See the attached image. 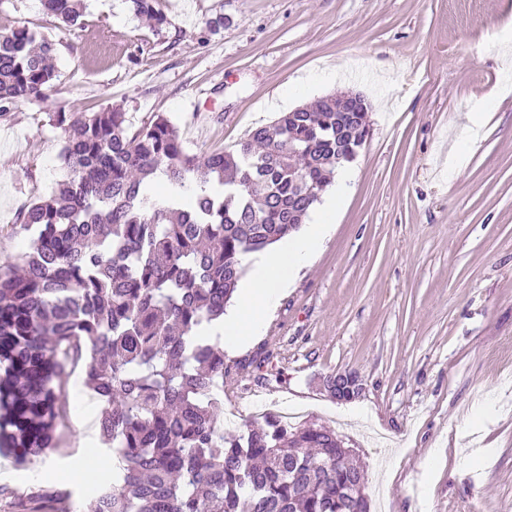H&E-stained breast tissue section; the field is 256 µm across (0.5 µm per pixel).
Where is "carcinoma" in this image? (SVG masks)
Listing matches in <instances>:
<instances>
[{
    "mask_svg": "<svg viewBox=\"0 0 512 512\" xmlns=\"http://www.w3.org/2000/svg\"><path fill=\"white\" fill-rule=\"evenodd\" d=\"M58 26L84 27V0H41ZM157 31L158 0H125ZM54 43L23 25L0 33V112L57 91ZM283 112L232 151L191 153L156 113L132 129L112 107L50 114L66 168L20 211L29 251L0 270V452L19 465L56 447L69 367L101 403L99 440L120 459L88 512H370L363 475L336 432L272 415L226 434L224 345L202 335L245 275L242 256L299 229L336 166L365 137L366 103ZM344 127L347 138L336 137ZM162 174L187 204L148 194ZM12 512H69L32 488Z\"/></svg>",
    "mask_w": 512,
    "mask_h": 512,
    "instance_id": "obj_1",
    "label": "carcinoma"
}]
</instances>
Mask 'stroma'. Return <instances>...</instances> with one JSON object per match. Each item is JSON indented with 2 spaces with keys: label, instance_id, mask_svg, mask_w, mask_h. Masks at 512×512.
<instances>
[{
  "label": "stroma",
  "instance_id": "obj_1",
  "mask_svg": "<svg viewBox=\"0 0 512 512\" xmlns=\"http://www.w3.org/2000/svg\"><path fill=\"white\" fill-rule=\"evenodd\" d=\"M163 30L124 0L55 28L36 0L0 24L56 44L59 92L0 116V268L26 251L19 212L63 174L58 106L165 113L186 150H231L289 108L344 91L370 135L333 229L262 335L225 353L224 430L266 412L334 429L365 473L370 512H512V0H159ZM223 16L224 26L207 23ZM356 372L333 400L323 376ZM59 446L0 484V512L55 472L86 512L81 367L63 385Z\"/></svg>",
  "mask_w": 512,
  "mask_h": 512
}]
</instances>
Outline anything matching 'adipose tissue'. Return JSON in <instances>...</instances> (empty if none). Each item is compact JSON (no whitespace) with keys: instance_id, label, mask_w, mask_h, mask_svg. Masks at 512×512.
<instances>
[{"instance_id":"ef3b65f1","label":"adipose tissue","mask_w":512,"mask_h":512,"mask_svg":"<svg viewBox=\"0 0 512 512\" xmlns=\"http://www.w3.org/2000/svg\"><path fill=\"white\" fill-rule=\"evenodd\" d=\"M328 224L327 215H320L306 233L284 238L254 260L252 277L243 288L236 313L213 323L208 336L220 337L225 348L233 351L250 337L261 334L283 289L321 247Z\"/></svg>"}]
</instances>
